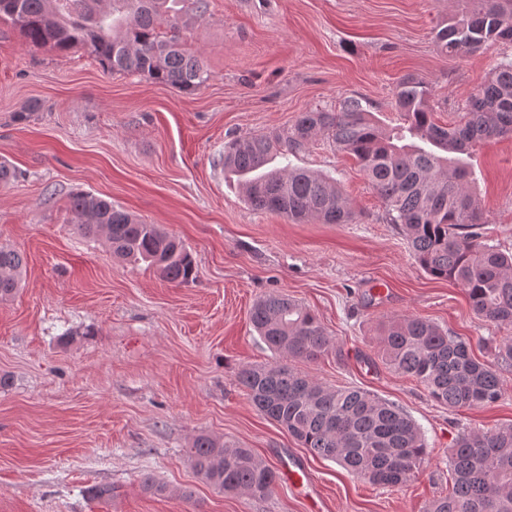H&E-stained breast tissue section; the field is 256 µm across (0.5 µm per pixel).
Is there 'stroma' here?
Wrapping results in <instances>:
<instances>
[{
  "label": "stroma",
  "instance_id": "1",
  "mask_svg": "<svg viewBox=\"0 0 512 512\" xmlns=\"http://www.w3.org/2000/svg\"><path fill=\"white\" fill-rule=\"evenodd\" d=\"M453 0H209L184 32L210 78L192 92L104 72L88 50L26 44L0 23V246L20 252L17 294L0 300V512H422L451 488L461 432L512 424V362L494 347L512 326L476 317L464 290L427 274L357 162L320 136L293 163L336 181L358 219L294 224L253 210L224 173L230 139L289 128L303 112L356 96L385 126L398 78L430 84L439 124L512 42L448 56L434 29ZM471 171L490 244L512 251V137L480 145ZM85 191L179 237L192 282L165 281L80 236L69 200ZM283 294L310 308L333 347L301 370L398 404L420 427L423 465L394 487L312 456L237 385L273 354L252 330L253 302ZM414 315L469 341L504 384L496 403L448 409L389 367L379 329ZM205 433L252 448L273 469L292 460L318 500L278 482L266 498L224 494L186 450ZM163 484L146 493L144 477ZM111 486L106 501L88 487Z\"/></svg>",
  "mask_w": 512,
  "mask_h": 512
}]
</instances>
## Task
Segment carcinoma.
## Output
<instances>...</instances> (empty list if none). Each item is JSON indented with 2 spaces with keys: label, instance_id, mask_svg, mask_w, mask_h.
Masks as SVG:
<instances>
[{
  "label": "carcinoma",
  "instance_id": "obj_1",
  "mask_svg": "<svg viewBox=\"0 0 512 512\" xmlns=\"http://www.w3.org/2000/svg\"><path fill=\"white\" fill-rule=\"evenodd\" d=\"M207 12L208 0H0V21L33 47H84L106 72L144 75L186 92L203 86L209 72L185 50L181 32ZM501 40H512V0H465L435 31L437 48L447 55ZM431 99L427 83L404 76L394 92L402 124L386 128L369 101L348 97L336 112H302L287 129L229 141L224 172L237 177L255 210L299 223L352 224L356 213L332 179L289 162L317 137L328 136L359 161L420 267L463 288L476 316L511 326L512 253L478 232L482 211L466 157L482 143L512 135V63L491 72L454 125L432 120ZM278 158L287 164L274 165ZM70 211L85 237L107 229L113 255L144 263L173 283L193 279L191 253L159 225L88 192L70 197ZM23 265L20 253L0 246L1 300L18 289ZM249 320L275 359L242 367L236 381L264 416L312 455L374 485H399L422 466L425 439L398 405L358 387L326 386L294 365L315 362L329 350L314 312L286 295L268 294L255 302ZM381 344L391 368L415 378L450 409L480 407L502 396L497 371L435 323L401 317L384 326ZM187 457L196 474L222 492L261 499L277 482L274 469L251 449L211 435L195 437ZM449 463L452 491L429 501L423 512H512V424L461 433Z\"/></svg>",
  "mask_w": 512,
  "mask_h": 512
}]
</instances>
